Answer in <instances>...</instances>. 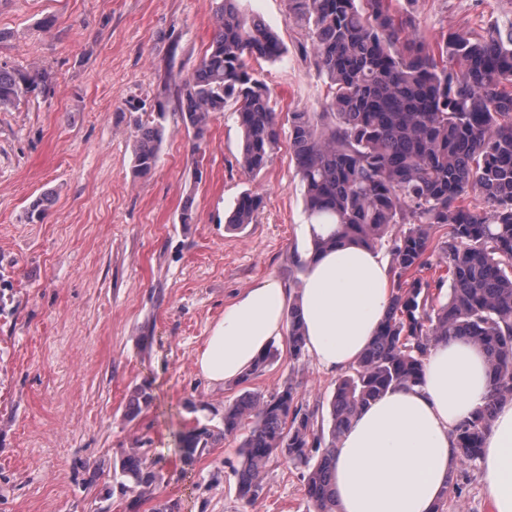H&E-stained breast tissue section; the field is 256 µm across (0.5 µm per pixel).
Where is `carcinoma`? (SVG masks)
Wrapping results in <instances>:
<instances>
[{
  "label": "carcinoma",
  "mask_w": 512,
  "mask_h": 512,
  "mask_svg": "<svg viewBox=\"0 0 512 512\" xmlns=\"http://www.w3.org/2000/svg\"><path fill=\"white\" fill-rule=\"evenodd\" d=\"M216 29L194 74L178 85L181 119L201 148L211 116L235 107L243 140L238 163L254 176L264 170L282 134L279 115L249 60L279 59L285 47L238 0H214ZM288 11L309 26L306 53L330 83L321 112H293L288 145L303 186L309 218L334 224L313 251L350 241L375 247L390 231V302L373 342L338 378L329 413L297 401L288 381L265 396L247 391L224 407V437L250 422L234 467L243 507L263 493L265 469L280 456L302 469L314 512H337L332 488L333 449L352 418L390 388L413 386L440 336L477 344L489 364L485 404L453 431L457 456L478 458L497 405L512 399V26L478 35L443 36L431 47L414 19L392 0H287ZM46 74L0 65V106L46 89ZM134 138L133 164L150 173L159 158L167 112L151 111L132 96L125 104ZM477 193L484 206L470 207ZM49 198L27 208L44 220ZM261 198L243 193L229 224H252ZM439 266L451 283L424 276L434 226ZM288 358L306 355L296 305L288 308ZM207 427L179 434L180 459L192 464L213 447ZM146 442L136 440L119 460L118 485L133 493L127 512L154 499L159 474Z\"/></svg>",
  "instance_id": "obj_1"
}]
</instances>
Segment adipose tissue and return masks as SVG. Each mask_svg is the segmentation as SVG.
I'll return each mask as SVG.
<instances>
[{"mask_svg":"<svg viewBox=\"0 0 512 512\" xmlns=\"http://www.w3.org/2000/svg\"><path fill=\"white\" fill-rule=\"evenodd\" d=\"M390 296L386 263L377 253L338 245L308 262L296 292L271 275L238 294L196 366L211 382L238 380L282 336L294 301L310 356L324 369H347L372 343ZM488 383L487 360L476 344L434 342L422 383L386 391L337 442L338 512H433L457 463L452 432L484 404ZM480 462L494 512H512V400L498 405Z\"/></svg>","mask_w":512,"mask_h":512,"instance_id":"1","label":"adipose tissue"}]
</instances>
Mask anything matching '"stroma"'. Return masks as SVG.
I'll return each instance as SVG.
<instances>
[{
  "instance_id": "obj_1",
  "label": "stroma",
  "mask_w": 512,
  "mask_h": 512,
  "mask_svg": "<svg viewBox=\"0 0 512 512\" xmlns=\"http://www.w3.org/2000/svg\"><path fill=\"white\" fill-rule=\"evenodd\" d=\"M286 47L253 68L278 112L322 111L328 81L301 52L307 25L286 0H243ZM422 39L512 26V0H394ZM212 0H0V64L39 66L49 93L0 107V512H126L112 466L145 439L159 500L180 512H239L233 468L241 436L184 466L179 433L221 429L224 406L288 378L303 404H328L338 372L280 357L247 384H213L196 356L225 307L253 282H291L311 243L287 141L249 177L233 108L213 115L200 151L170 99L155 169L133 168L125 102H154L165 67L191 76L214 31ZM256 223L232 229L242 193ZM43 222L27 219L42 194ZM191 207L194 221L180 215ZM152 401L130 414L135 389ZM447 512H494L478 461L459 462ZM299 469L272 462L252 512H308Z\"/></svg>"
}]
</instances>
